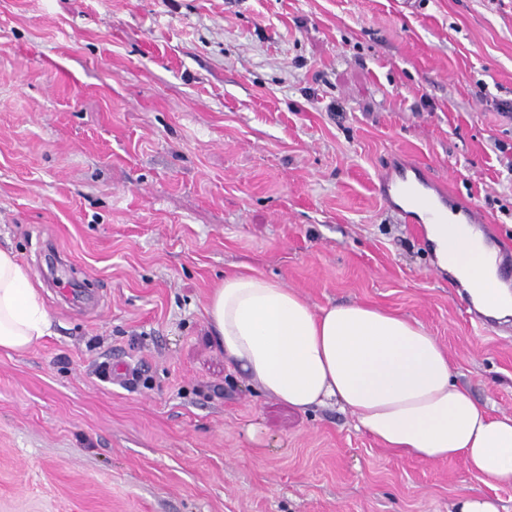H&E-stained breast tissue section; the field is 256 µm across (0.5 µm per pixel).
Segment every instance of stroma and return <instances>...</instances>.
Listing matches in <instances>:
<instances>
[{"label":"stroma","instance_id":"35a3bbf8","mask_svg":"<svg viewBox=\"0 0 512 512\" xmlns=\"http://www.w3.org/2000/svg\"><path fill=\"white\" fill-rule=\"evenodd\" d=\"M504 101L512 0H0V247L52 323L0 350V512H512L463 459L262 395L205 314L253 270L413 318L512 416V316L478 326L378 191L420 164L512 260Z\"/></svg>","mask_w":512,"mask_h":512}]
</instances>
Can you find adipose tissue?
<instances>
[{
  "label": "adipose tissue",
  "mask_w": 512,
  "mask_h": 512,
  "mask_svg": "<svg viewBox=\"0 0 512 512\" xmlns=\"http://www.w3.org/2000/svg\"><path fill=\"white\" fill-rule=\"evenodd\" d=\"M439 267L479 308L512 315L497 255L468 224L426 227ZM207 317L226 363L297 410L336 404L400 454L464 457L479 481L512 482V416L492 415L457 385L447 351L423 324L361 303L314 310L295 290L253 271L225 275ZM39 292L0 249V349L22 352L50 333Z\"/></svg>",
  "instance_id": "adipose-tissue-1"
}]
</instances>
